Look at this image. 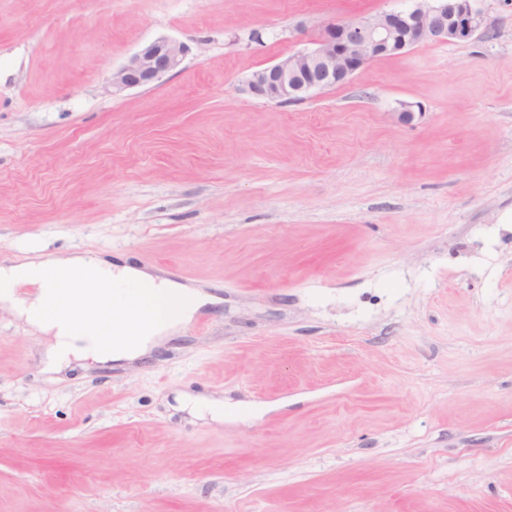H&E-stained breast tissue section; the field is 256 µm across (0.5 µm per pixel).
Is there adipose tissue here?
Wrapping results in <instances>:
<instances>
[{"label": "adipose tissue", "instance_id": "1", "mask_svg": "<svg viewBox=\"0 0 512 512\" xmlns=\"http://www.w3.org/2000/svg\"><path fill=\"white\" fill-rule=\"evenodd\" d=\"M25 285L34 294L19 296ZM215 301L204 289L89 254H37L0 264V303L53 339L46 356L50 372L74 358L101 364L138 359Z\"/></svg>", "mask_w": 512, "mask_h": 512}]
</instances>
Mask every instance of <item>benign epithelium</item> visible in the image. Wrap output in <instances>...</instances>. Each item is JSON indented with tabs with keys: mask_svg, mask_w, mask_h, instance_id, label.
Here are the masks:
<instances>
[{
	"mask_svg": "<svg viewBox=\"0 0 512 512\" xmlns=\"http://www.w3.org/2000/svg\"><path fill=\"white\" fill-rule=\"evenodd\" d=\"M484 27L473 0H415L401 11L360 15L327 26L316 47L262 68L246 80L256 98L280 103L303 101L325 88L343 85L369 61L403 54L428 41H464ZM187 48L159 38L133 53L112 72L113 93L161 79L181 64Z\"/></svg>",
	"mask_w": 512,
	"mask_h": 512,
	"instance_id": "1",
	"label": "benign epithelium"
}]
</instances>
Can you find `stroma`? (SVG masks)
<instances>
[{
    "mask_svg": "<svg viewBox=\"0 0 512 512\" xmlns=\"http://www.w3.org/2000/svg\"><path fill=\"white\" fill-rule=\"evenodd\" d=\"M412 4L0 0V260L122 255L222 299L56 378L0 312V512H512V0L301 102L244 88ZM161 37L181 66L113 93Z\"/></svg>",
    "mask_w": 512,
    "mask_h": 512,
    "instance_id": "1",
    "label": "stroma"
}]
</instances>
